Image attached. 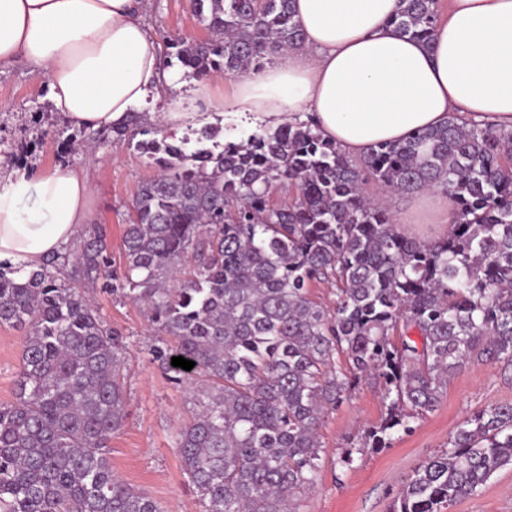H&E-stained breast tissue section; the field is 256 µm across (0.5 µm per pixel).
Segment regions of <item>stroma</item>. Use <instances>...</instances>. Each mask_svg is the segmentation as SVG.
Wrapping results in <instances>:
<instances>
[{
	"mask_svg": "<svg viewBox=\"0 0 512 512\" xmlns=\"http://www.w3.org/2000/svg\"><path fill=\"white\" fill-rule=\"evenodd\" d=\"M143 23L158 46L166 74L172 77L155 100L139 108L144 115L158 114L170 96H191L214 78L185 68L166 45L170 38L192 40L206 35L187 0H145ZM67 125L53 109L45 76L20 63L0 68V169L15 171V162L21 159L26 172L33 175L58 167L86 173L92 187L90 221L107 225L111 264L120 268L123 223L140 185L155 178L159 168L126 140L109 139L66 151ZM84 291L102 319L123 332L129 346L126 419L110 442L113 472L168 512H203L175 448L177 430L194 415L193 397L153 361L149 349L156 338L150 330L149 310L99 282L85 286ZM22 349L21 332L0 327V403L14 399ZM505 402L512 403V370L495 362H468L450 378L438 408L416 420L412 432L396 435L390 447L356 456L352 467L342 468L337 458L357 440L359 431L378 424L386 413L378 384L364 378L319 429L322 468L304 512H390L399 483L445 448L449 433L465 417ZM449 512H512V468L499 470L477 495L461 499Z\"/></svg>",
	"mask_w": 512,
	"mask_h": 512,
	"instance_id": "obj_1",
	"label": "stroma"
}]
</instances>
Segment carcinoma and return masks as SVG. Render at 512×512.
I'll return each mask as SVG.
<instances>
[{"label": "carcinoma", "mask_w": 512, "mask_h": 512, "mask_svg": "<svg viewBox=\"0 0 512 512\" xmlns=\"http://www.w3.org/2000/svg\"><path fill=\"white\" fill-rule=\"evenodd\" d=\"M191 11L208 37L168 47L198 74L259 71L303 44L294 0H191ZM438 21V0H401L388 24L429 43ZM109 132L141 137L136 149L161 167L133 202L122 271L110 270L102 224L81 231L67 273L55 258L26 275L0 263V326L25 331L15 399L0 404V512H164L112 475L128 346L78 283L106 279L146 305L153 360L181 382L205 378L175 438L203 512H301L321 423L365 377L386 415L362 453L411 432L464 363L512 367V129L454 118L357 158L298 117L217 153L167 142L137 112ZM370 179L450 196L448 235L398 231L365 196ZM278 183L294 200L271 204ZM314 282L336 288L333 308L310 298ZM178 356L195 366H172ZM507 466L511 403L465 418L391 512H444Z\"/></svg>", "instance_id": "1"}]
</instances>
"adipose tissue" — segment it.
I'll use <instances>...</instances> for the list:
<instances>
[{
	"instance_id": "ef3b65f1",
	"label": "adipose tissue",
	"mask_w": 512,
	"mask_h": 512,
	"mask_svg": "<svg viewBox=\"0 0 512 512\" xmlns=\"http://www.w3.org/2000/svg\"><path fill=\"white\" fill-rule=\"evenodd\" d=\"M144 0H0V67L18 62L49 81L53 105L78 126L122 122L160 83ZM400 0H295L305 40L285 61L245 74L230 95L211 89L168 101L179 129L232 108L277 127L298 112L349 155L400 142L455 117L512 129V0H450L431 43L386 20ZM87 175L58 168L0 176V261L30 270L64 254L86 224ZM453 201L417 194L402 224H449Z\"/></svg>"
}]
</instances>
